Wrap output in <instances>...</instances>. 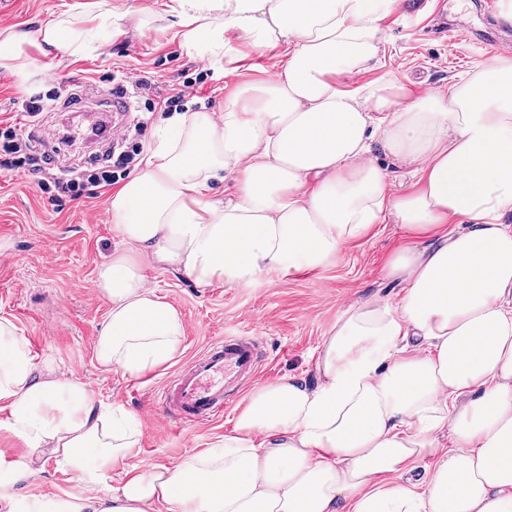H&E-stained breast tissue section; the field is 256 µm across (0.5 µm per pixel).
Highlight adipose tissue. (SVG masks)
Segmentation results:
<instances>
[{
  "mask_svg": "<svg viewBox=\"0 0 512 512\" xmlns=\"http://www.w3.org/2000/svg\"><path fill=\"white\" fill-rule=\"evenodd\" d=\"M397 0H170L176 37L220 68L238 35L284 46L275 77L239 85L219 118L178 112L112 196L120 240L97 273L108 306L103 368L144 375L179 352L177 309L148 265L198 286L323 265L376 224L406 235L386 265L402 293L349 306L324 337L315 380L255 388L221 447L172 465L123 467L136 412L97 402L36 362L0 318V409L30 464L51 460L106 493L8 494L28 467L0 458L7 512H512V54L419 96L367 69ZM80 13L37 31H0V67L28 47L86 55L104 20ZM409 166L389 188L382 159ZM234 182L231 200L210 180ZM419 480L409 474L426 456Z\"/></svg>",
  "mask_w": 512,
  "mask_h": 512,
  "instance_id": "1",
  "label": "adipose tissue"
}]
</instances>
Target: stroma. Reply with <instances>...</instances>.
Instances as JSON below:
<instances>
[{
  "label": "stroma",
  "instance_id": "stroma-1",
  "mask_svg": "<svg viewBox=\"0 0 512 512\" xmlns=\"http://www.w3.org/2000/svg\"><path fill=\"white\" fill-rule=\"evenodd\" d=\"M96 2L0 0V30H34ZM106 2L134 6L140 15L126 25L124 34L107 39L85 57L61 61L31 47L26 71L1 68L0 120L19 121L16 98L52 94L53 76L69 80L77 93L76 105L42 116L44 123L61 128L80 123L83 112L108 109L113 88L109 75L151 77L155 92L164 94L183 64L195 62V55L185 52L175 37L164 0ZM420 2L398 0L396 10L381 24L380 50L371 68L340 79L341 87L397 81L421 94L467 77L495 54V47L473 36L485 26L479 0H454L451 19L472 33L451 39L426 31V10ZM233 47L226 71H212L203 88L216 115L239 84L268 80L276 72L279 49L255 50L243 36ZM174 50L179 59H170ZM109 199L105 192L59 212L33 183L0 172V317L15 323L37 361H52L60 371L74 375L103 404L118 403L138 414L141 437L124 461L128 467L178 462L222 443L232 429L239 412L235 406L218 422L181 427L165 421L157 405V395L175 366L207 342L224 335L259 337L267 356L262 383L285 375L311 380L320 344L341 313L353 303L392 299L400 291L385 272L389 255L400 243L399 233L388 223L349 243L322 266L291 275L273 270L251 282L201 287L174 269L151 268L150 287L181 314L180 352L172 364L139 377L107 370L95 358L94 343L107 313L95 288L96 268L119 244L112 231ZM12 492L30 499L81 498L90 489L77 475L48 462Z\"/></svg>",
  "mask_w": 512,
  "mask_h": 512
}]
</instances>
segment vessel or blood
Returning <instances> with one entry per match:
<instances>
[{
	"label": "vessel or blood",
	"instance_id": "vessel-or-blood-1",
	"mask_svg": "<svg viewBox=\"0 0 512 512\" xmlns=\"http://www.w3.org/2000/svg\"><path fill=\"white\" fill-rule=\"evenodd\" d=\"M266 355L252 336L227 335L208 343L178 367L158 394L167 418L206 425L223 417L264 370Z\"/></svg>",
	"mask_w": 512,
	"mask_h": 512
}]
</instances>
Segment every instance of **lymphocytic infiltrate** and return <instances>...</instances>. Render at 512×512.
Listing matches in <instances>:
<instances>
[{"label": "lymphocytic infiltrate", "instance_id": "obj_1", "mask_svg": "<svg viewBox=\"0 0 512 512\" xmlns=\"http://www.w3.org/2000/svg\"><path fill=\"white\" fill-rule=\"evenodd\" d=\"M180 76L177 86L156 100L147 96L151 88L149 78H132L128 84L134 96L144 98L147 111L181 112L189 99L199 96L208 73L203 68L194 74L185 69ZM67 92V86L60 83L55 95L26 97L21 105L24 124L0 122V168L34 183L59 211L74 201L93 195L94 191L118 183L143 151L142 143L134 140L121 152L109 150L93 156L87 165L62 166L57 150L44 146L49 129L42 123L41 115L52 109L56 96Z\"/></svg>", "mask_w": 512, "mask_h": 512}]
</instances>
